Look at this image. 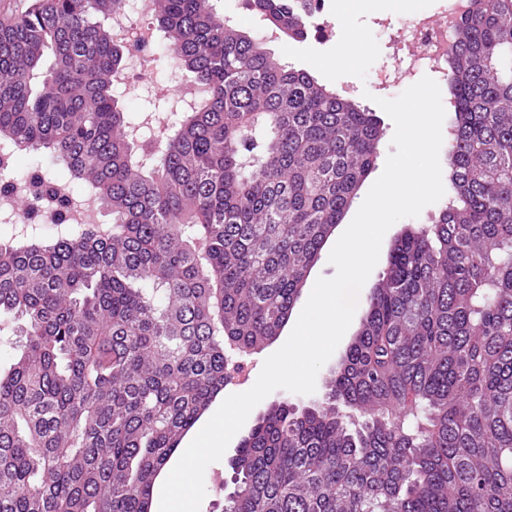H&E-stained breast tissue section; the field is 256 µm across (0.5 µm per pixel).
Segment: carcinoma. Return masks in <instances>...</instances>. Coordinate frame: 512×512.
<instances>
[{"mask_svg":"<svg viewBox=\"0 0 512 512\" xmlns=\"http://www.w3.org/2000/svg\"><path fill=\"white\" fill-rule=\"evenodd\" d=\"M127 2L0 18V143L48 150L112 214L0 239V336H26L0 375V512H151L226 344L277 339L384 136L211 0H156L199 94L131 141L108 27ZM242 2L297 41L315 26L314 0ZM454 41L448 203L395 240L323 398L241 439L224 512H512V0H469Z\"/></svg>","mask_w":512,"mask_h":512,"instance_id":"cac0c4a2","label":"carcinoma"}]
</instances>
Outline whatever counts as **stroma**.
I'll list each match as a JSON object with an SVG mask.
<instances>
[{
  "label": "stroma",
  "mask_w": 512,
  "mask_h": 512,
  "mask_svg": "<svg viewBox=\"0 0 512 512\" xmlns=\"http://www.w3.org/2000/svg\"><path fill=\"white\" fill-rule=\"evenodd\" d=\"M441 6L440 0H376L374 11H364L362 0H351L342 4L341 0H325L324 21L328 27L324 33L312 35L306 41L296 42L280 32H273L264 46L280 62L297 69H303L314 75L320 83L336 91L353 87L354 98L366 108H373L374 98L393 99L407 89L408 83L391 77V31L388 19L413 16L422 12L434 13ZM360 43L361 52L349 57L345 65L338 70L323 69L324 59L334 57L340 47ZM440 210L439 204L426 206L415 222L430 223ZM410 218L397 221L385 234L379 261L374 273H371L363 286L353 320L346 331L354 336L365 314L367 299L378 281L380 272L388 265L389 251L394 240L410 226ZM235 446H228L222 459L210 464L204 475L206 496L200 512H224L226 491L219 485L230 482L232 470L230 460L235 456Z\"/></svg>",
  "instance_id": "obj_1"
}]
</instances>
